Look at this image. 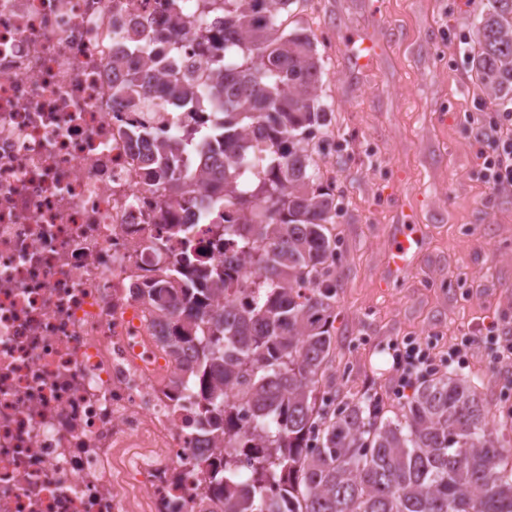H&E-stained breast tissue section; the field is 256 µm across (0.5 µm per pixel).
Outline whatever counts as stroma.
Instances as JSON below:
<instances>
[{
  "instance_id": "stroma-1",
  "label": "stroma",
  "mask_w": 512,
  "mask_h": 512,
  "mask_svg": "<svg viewBox=\"0 0 512 512\" xmlns=\"http://www.w3.org/2000/svg\"><path fill=\"white\" fill-rule=\"evenodd\" d=\"M478 0H298L289 27L316 39L318 94L332 121L312 139L313 167L341 205L332 361L325 386L371 397L396 419L392 348L414 340L441 373L475 383L512 446V362L493 365L489 327L512 337V189L481 164L501 109L472 68ZM422 246L397 270L388 246L399 225ZM465 364L448 360L462 337Z\"/></svg>"
}]
</instances>
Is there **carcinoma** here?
I'll return each instance as SVG.
<instances>
[{"mask_svg": "<svg viewBox=\"0 0 512 512\" xmlns=\"http://www.w3.org/2000/svg\"><path fill=\"white\" fill-rule=\"evenodd\" d=\"M296 3L215 0L216 12L192 17L206 31L198 49L222 100L208 86L161 87L126 67L125 48L112 52V68H126L114 97L182 102L176 136L151 158L149 178L169 189L171 208L203 207L218 240L235 248L216 262L193 225L171 223L182 251L148 289L174 285L162 314L177 398L197 432L222 444L219 461L202 456L187 473L201 501L222 512H512V471L503 464L512 448L493 436L477 386L431 378L397 422L363 398L319 392L332 346L336 281L327 265L340 203L308 160L329 112L318 100L313 37L285 25ZM184 10V0H168L165 18L133 48L163 42L177 53ZM475 36L482 91L511 95L512 0H486ZM214 147L224 151V175L196 176L191 159ZM241 261L258 268V284L238 278ZM227 292L232 300L214 304ZM238 388L246 433L227 400Z\"/></svg>", "mask_w": 512, "mask_h": 512, "instance_id": "obj_1", "label": "carcinoma"}]
</instances>
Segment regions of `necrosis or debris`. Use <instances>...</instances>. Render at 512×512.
Returning <instances> with one entry per match:
<instances>
[{
    "label": "necrosis or debris",
    "instance_id": "obj_1",
    "mask_svg": "<svg viewBox=\"0 0 512 512\" xmlns=\"http://www.w3.org/2000/svg\"><path fill=\"white\" fill-rule=\"evenodd\" d=\"M166 0H0V512H199L172 477L214 445L174 400L176 364L140 285L181 250L150 143L173 106L113 99L112 50ZM188 27L165 79L205 83Z\"/></svg>",
    "mask_w": 512,
    "mask_h": 512
}]
</instances>
